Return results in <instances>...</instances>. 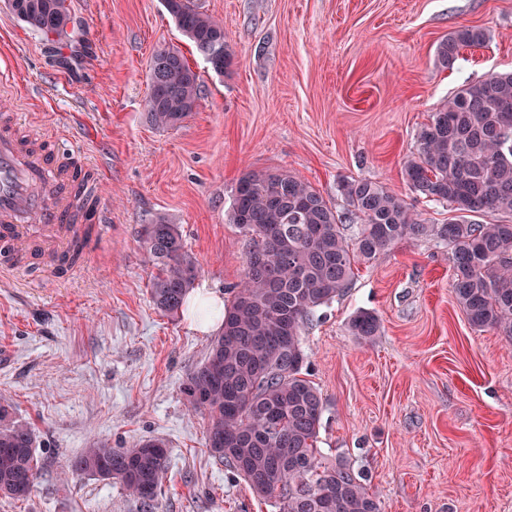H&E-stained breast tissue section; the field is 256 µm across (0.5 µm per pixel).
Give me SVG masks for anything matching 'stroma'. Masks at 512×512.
I'll use <instances>...</instances> for the list:
<instances>
[{
  "mask_svg": "<svg viewBox=\"0 0 512 512\" xmlns=\"http://www.w3.org/2000/svg\"><path fill=\"white\" fill-rule=\"evenodd\" d=\"M235 53L215 73L162 0H70L48 39L0 0V108L89 164L109 218L66 278L49 257L23 279L0 274V395L34 430L40 478L0 512H141L117 483L67 477L83 448L159 439L158 512H276L206 447L207 417L183 385L210 336L157 310L145 224L179 225L198 283L231 298L246 243L228 212L238 180L282 170L338 211L337 185L369 178L430 224L443 203L415 199L404 163L430 115L463 84L512 70V0H197ZM462 25L487 33L451 66L439 43ZM177 49L201 98L174 129L145 114L152 55ZM347 292L305 325L307 377L325 407L318 446L367 474L382 512H512V338L468 324L446 245L407 238L354 267ZM380 336H353L354 312ZM349 328L353 336L362 340H370L381 332V323L374 313L358 310L351 317Z\"/></svg>",
  "mask_w": 512,
  "mask_h": 512,
  "instance_id": "1",
  "label": "stroma"
}]
</instances>
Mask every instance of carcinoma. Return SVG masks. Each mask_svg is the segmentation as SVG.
<instances>
[{
	"instance_id": "cac0c4a2",
	"label": "carcinoma",
	"mask_w": 512,
	"mask_h": 512,
	"mask_svg": "<svg viewBox=\"0 0 512 512\" xmlns=\"http://www.w3.org/2000/svg\"><path fill=\"white\" fill-rule=\"evenodd\" d=\"M163 5L214 71L232 65L224 26L195 0ZM9 7L46 38L66 33L71 21L67 0H9ZM485 41L483 29L462 27L437 47L438 61L451 66L461 48ZM166 53L171 62L162 78L149 69L145 101L157 128L181 124L200 99L197 72L179 51ZM404 177L415 198L446 203L459 218L427 224L403 197L368 178L339 182L343 214L286 171H252L236 185L228 218L249 242L244 275L224 308L223 332L188 375L184 395L191 410L207 414L210 454L278 512H380L362 476L318 448L324 399L302 376L304 325L350 288L355 259L372 262L409 236L436 239L448 246L452 295L469 324L512 336V71L468 82L438 107L417 133ZM469 213L498 220L467 221ZM347 223L357 225L352 244ZM140 244L158 267L149 285L154 305L177 314L201 271L198 259L185 249L178 225L163 219L144 226ZM349 328L370 340L381 323L359 310ZM10 409L0 397V495L20 499L35 486L39 461L33 429L13 420ZM166 462L161 440L128 448L94 442L68 471L113 481L152 512Z\"/></svg>"
}]
</instances>
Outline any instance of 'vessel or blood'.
Here are the masks:
<instances>
[{
  "mask_svg": "<svg viewBox=\"0 0 512 512\" xmlns=\"http://www.w3.org/2000/svg\"><path fill=\"white\" fill-rule=\"evenodd\" d=\"M18 123L17 113H0V271L24 275L20 255L61 259L77 225L103 224L104 209L97 180L78 181L71 159Z\"/></svg>",
  "mask_w": 512,
  "mask_h": 512,
  "instance_id": "b4317fda",
  "label": "vessel or blood"
}]
</instances>
